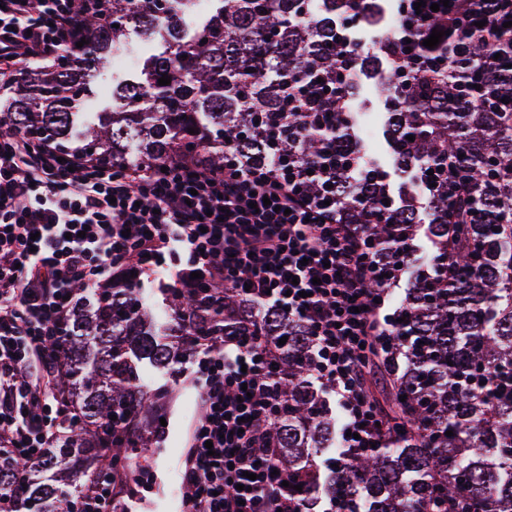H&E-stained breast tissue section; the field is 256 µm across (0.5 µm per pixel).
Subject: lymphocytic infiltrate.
Masks as SVG:
<instances>
[{
	"mask_svg": "<svg viewBox=\"0 0 512 512\" xmlns=\"http://www.w3.org/2000/svg\"><path fill=\"white\" fill-rule=\"evenodd\" d=\"M106 0H0V89L24 63L57 57ZM224 165L194 155L115 173L111 163L58 152L0 120V450L37 463L48 429L68 414L54 379L60 322L74 283L95 288L135 261L167 268L190 289L204 281L247 291L251 319L280 309L312 339L313 373L347 413L345 440L370 451L381 429L366 397L367 349L392 326L372 290L367 228L299 192L280 158L249 169L224 147ZM184 252L185 264L166 258ZM278 351L244 336L194 349L201 411L186 431L181 473L186 512H299L287 471L265 432L279 418L272 384Z\"/></svg>",
	"mask_w": 512,
	"mask_h": 512,
	"instance_id": "lymphocytic-infiltrate-1",
	"label": "lymphocytic infiltrate"
}]
</instances>
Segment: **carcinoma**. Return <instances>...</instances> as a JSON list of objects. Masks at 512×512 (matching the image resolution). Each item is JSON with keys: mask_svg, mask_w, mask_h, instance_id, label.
<instances>
[{"mask_svg": "<svg viewBox=\"0 0 512 512\" xmlns=\"http://www.w3.org/2000/svg\"><path fill=\"white\" fill-rule=\"evenodd\" d=\"M350 4L109 0L106 20L83 23L87 44L27 70L0 117L33 139L52 138L62 154L89 152L115 170L176 153L222 167L227 140L254 168L276 153L308 195L336 199L346 223L369 226L380 281L410 274L391 317L397 334L369 359L392 379L383 447L362 453L337 436L344 416L320 399L299 320L273 312L235 323L227 311L246 308L245 296L213 285L204 299L170 291L159 326L131 261L110 284H75L55 384L80 422L60 427L35 467L0 457V512H128L130 489H115L121 464L148 456L162 431L154 423L131 433L126 421L165 399L144 384L148 369L177 374L191 358V328L208 340L287 337L275 366L282 414L268 436L282 469L309 475L302 490L288 487L300 512H318L322 497L340 512H512V26L501 13L481 28L472 20L450 27L432 49L418 43L397 58L383 50L382 128L395 169L412 183L395 199L350 104L372 61L364 46L338 39ZM135 40L153 53L134 77L112 80L111 105L87 118L92 85ZM342 64L351 68L345 80ZM164 74L170 84L161 86ZM450 184L467 189L455 212ZM387 202L392 223L381 212ZM467 212L479 220H463Z\"/></svg>", "mask_w": 512, "mask_h": 512, "instance_id": "cac0c4a2", "label": "carcinoma"}]
</instances>
